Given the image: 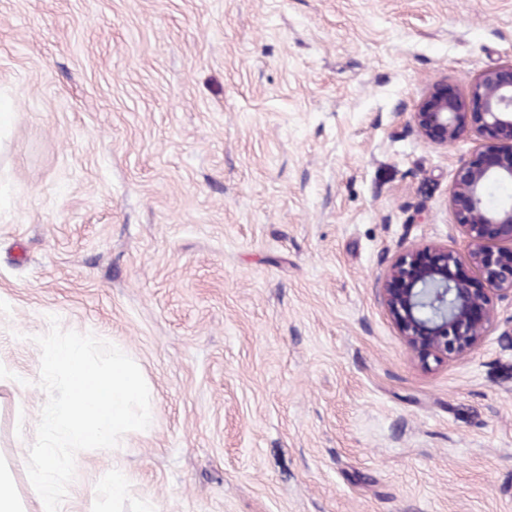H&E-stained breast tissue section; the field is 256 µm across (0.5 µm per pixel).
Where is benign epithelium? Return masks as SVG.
<instances>
[{"instance_id": "7a95c632", "label": "benign epithelium", "mask_w": 512, "mask_h": 512, "mask_svg": "<svg viewBox=\"0 0 512 512\" xmlns=\"http://www.w3.org/2000/svg\"><path fill=\"white\" fill-rule=\"evenodd\" d=\"M423 140L448 146L468 128L477 155L456 174L451 206L468 238L466 260L446 245L411 246L387 261L376 281L377 301L398 335L422 361L459 357L496 328V299L512 300V204L489 203L491 189L512 184V64L480 74L461 99L448 81L430 84L411 112ZM479 287L462 279V263Z\"/></svg>"}]
</instances>
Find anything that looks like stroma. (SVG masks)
Masks as SVG:
<instances>
[{"label":"stroma","instance_id":"1","mask_svg":"<svg viewBox=\"0 0 512 512\" xmlns=\"http://www.w3.org/2000/svg\"><path fill=\"white\" fill-rule=\"evenodd\" d=\"M512 0H0V456L29 493L50 317L131 357L154 425L60 512H512V302L423 366L376 299L449 245ZM125 477L112 495V474Z\"/></svg>","mask_w":512,"mask_h":512}]
</instances>
